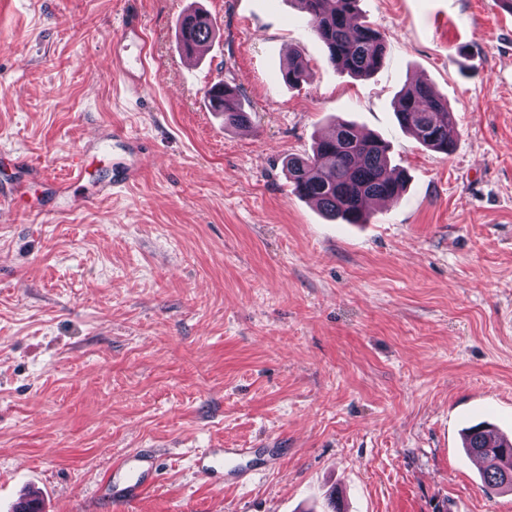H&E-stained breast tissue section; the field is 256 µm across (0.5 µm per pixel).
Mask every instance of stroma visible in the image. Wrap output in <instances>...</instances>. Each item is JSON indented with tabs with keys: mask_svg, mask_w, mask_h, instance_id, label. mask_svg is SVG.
I'll return each instance as SVG.
<instances>
[{
	"mask_svg": "<svg viewBox=\"0 0 512 512\" xmlns=\"http://www.w3.org/2000/svg\"><path fill=\"white\" fill-rule=\"evenodd\" d=\"M191 8L216 25L192 66ZM359 9L386 43L362 78L294 0H0V512L35 488L43 512H327L334 488L345 512H512L462 446L483 421L512 438V13ZM415 80L454 112L451 154L395 118ZM218 81L249 129L209 110ZM337 117L406 176L365 224L284 169ZM114 126L131 141L96 145ZM199 448L258 474L214 481ZM138 451L161 478L125 506L101 484ZM281 75L289 86L299 85L309 78L307 65L298 53L288 57V63L282 69ZM251 453L247 448H206L195 455L196 465L209 473H219L222 465L227 472H236L240 468L242 457Z\"/></svg>",
	"mask_w": 512,
	"mask_h": 512,
	"instance_id": "stroma-1",
	"label": "stroma"
}]
</instances>
